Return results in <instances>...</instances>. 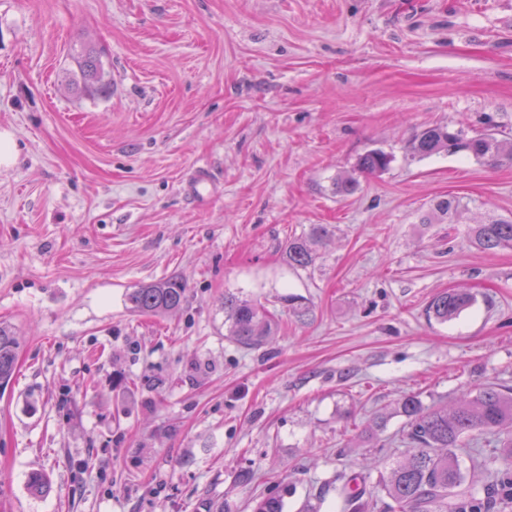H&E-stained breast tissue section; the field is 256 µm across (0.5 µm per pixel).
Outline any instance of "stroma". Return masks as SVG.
<instances>
[{"mask_svg": "<svg viewBox=\"0 0 512 512\" xmlns=\"http://www.w3.org/2000/svg\"><path fill=\"white\" fill-rule=\"evenodd\" d=\"M82 43L118 92L82 91ZM436 124L512 138V0H0V512H252L271 474L284 512H339V473L382 497L406 394L512 387V248L469 236L512 220V163L411 155ZM172 275L180 311L127 308ZM450 289L475 305L429 319ZM228 294L275 314L265 344ZM391 157L382 151H369L363 154L357 163L360 172L374 174L384 171L388 168ZM184 191L198 202H206L214 191L208 169L202 167L194 170L187 180ZM328 236V229L318 225L312 229L310 240L303 237L288 241V261L292 265L306 266L312 260L311 241L318 242ZM274 316L263 305L234 295L224 297V325L227 335L245 347H255L269 336ZM18 345L11 330L0 325V387L8 384L14 376Z\"/></svg>", "mask_w": 512, "mask_h": 512, "instance_id": "1", "label": "stroma"}]
</instances>
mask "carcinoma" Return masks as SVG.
<instances>
[{"mask_svg": "<svg viewBox=\"0 0 512 512\" xmlns=\"http://www.w3.org/2000/svg\"><path fill=\"white\" fill-rule=\"evenodd\" d=\"M102 50L91 44L79 45L75 53L83 87L104 84ZM410 151L418 157L440 153H466L489 166L512 161V141L494 132L468 135L447 125L428 126L413 134ZM391 157L382 151H369L357 163L360 172L374 174L388 168ZM328 236L319 225L311 238L288 241V262L305 266L312 260L311 242ZM473 244L483 252L512 247V221L478 224L471 229ZM186 286L177 277L139 285L125 295L129 308L137 313L161 315L181 308ZM475 303L466 291L437 294L427 314L440 322L456 318ZM224 325L227 335L245 347H255L270 335L274 316L263 305L234 295L224 296ZM18 340L0 325V387L9 383L17 364ZM401 413L407 418L404 434L408 449L400 459L380 474L379 485L386 500L380 502L367 493L365 478L345 477L338 489L340 512H500L512 502V434L501 441L504 466L494 468L481 459L477 448H464L465 441L482 435L499 434L512 428V388L485 385L468 394L452 407L425 406L415 394L404 396ZM29 492L41 496L49 480L33 472L27 481ZM281 495L267 492L256 501L253 512H283Z\"/></svg>", "mask_w": 512, "mask_h": 512, "instance_id": "cac0c4a2", "label": "carcinoma"}]
</instances>
